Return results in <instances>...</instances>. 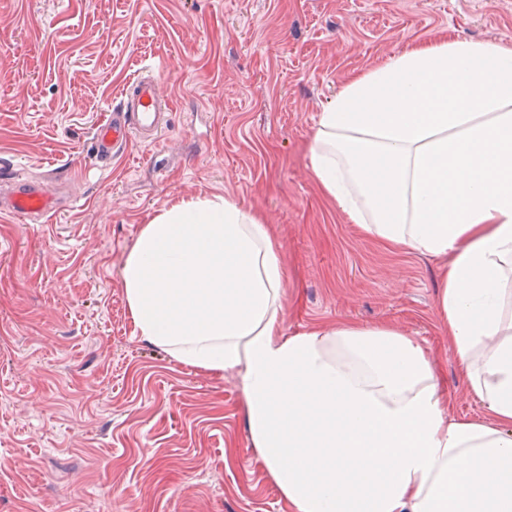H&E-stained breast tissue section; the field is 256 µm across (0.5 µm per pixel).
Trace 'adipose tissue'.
Instances as JSON below:
<instances>
[{
  "label": "adipose tissue",
  "mask_w": 512,
  "mask_h": 512,
  "mask_svg": "<svg viewBox=\"0 0 512 512\" xmlns=\"http://www.w3.org/2000/svg\"><path fill=\"white\" fill-rule=\"evenodd\" d=\"M310 162L364 234L441 260L448 340L487 421L451 415L397 327L285 335L272 228L227 197L141 227L120 269L136 334L235 376L256 461L290 512H512V47L441 36L351 77Z\"/></svg>",
  "instance_id": "adipose-tissue-1"
}]
</instances>
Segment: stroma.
Returning <instances> with one entry per match:
<instances>
[{"mask_svg": "<svg viewBox=\"0 0 512 512\" xmlns=\"http://www.w3.org/2000/svg\"><path fill=\"white\" fill-rule=\"evenodd\" d=\"M443 34L512 46V0H0V172L57 171L62 197L43 223L0 216V512H288L235 380L136 336L121 286L142 225L205 196L272 224L285 335L394 325L452 415L484 420L438 261L364 237L308 153L348 78ZM153 69L174 100L158 147L132 141L97 168L95 126Z\"/></svg>", "mask_w": 512, "mask_h": 512, "instance_id": "1", "label": "stroma"}]
</instances>
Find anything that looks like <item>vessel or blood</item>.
<instances>
[{
    "mask_svg": "<svg viewBox=\"0 0 512 512\" xmlns=\"http://www.w3.org/2000/svg\"><path fill=\"white\" fill-rule=\"evenodd\" d=\"M162 79L160 71L151 70L123 88L119 106L93 133L92 148L100 162H111L135 138L149 145L158 143L174 109L172 99L160 89ZM57 209L58 198L46 180L11 178L0 183L1 214L45 221Z\"/></svg>",
    "mask_w": 512,
    "mask_h": 512,
    "instance_id": "vessel-or-blood-1",
    "label": "vessel or blood"
}]
</instances>
